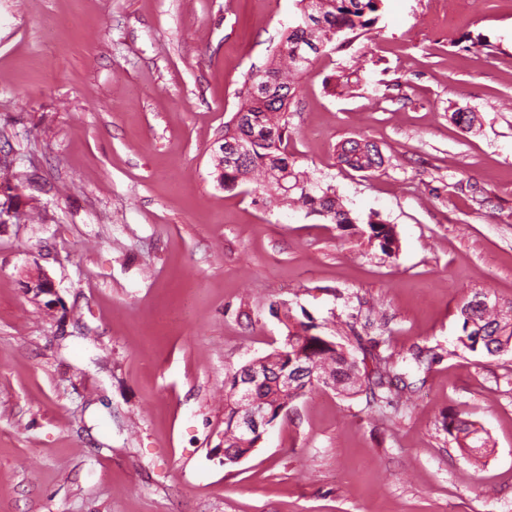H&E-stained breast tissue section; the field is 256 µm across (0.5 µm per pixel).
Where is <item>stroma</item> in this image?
I'll return each mask as SVG.
<instances>
[{"label": "stroma", "mask_w": 512, "mask_h": 512, "mask_svg": "<svg viewBox=\"0 0 512 512\" xmlns=\"http://www.w3.org/2000/svg\"><path fill=\"white\" fill-rule=\"evenodd\" d=\"M459 2L452 24L383 0L300 78L288 152L358 217L341 230L214 174L296 0H0V160L26 177L0 224V512H512V355L465 348L459 317L512 303V0ZM351 137L383 166L339 164ZM285 308L355 357L434 359L398 409L318 388L225 465L224 392ZM366 224L367 230L364 231V234L368 243L376 245L383 254L390 258L396 256L398 245L393 229L372 217H369ZM27 294H33L32 299L47 310L55 309L59 303V297L52 281L43 273L38 272L29 278L26 285ZM48 297L47 300L40 298ZM443 427L458 447L470 455L477 457L486 448L487 441L479 436L480 431L476 424L468 419L448 417V422H444Z\"/></svg>", "instance_id": "obj_1"}]
</instances>
